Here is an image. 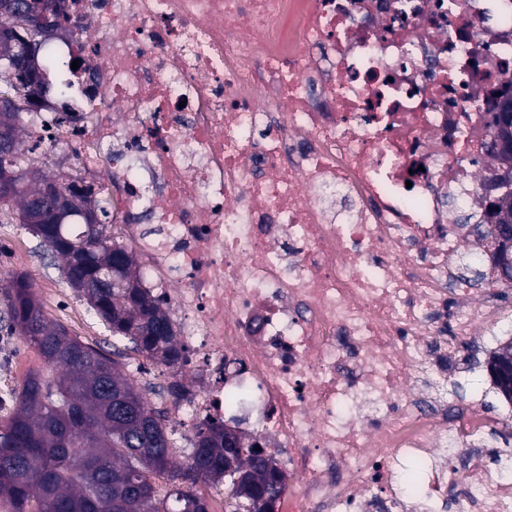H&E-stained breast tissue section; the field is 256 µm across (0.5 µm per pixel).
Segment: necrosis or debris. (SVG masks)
I'll list each match as a JSON object with an SVG mask.
<instances>
[{"label":"necrosis or debris","mask_w":512,"mask_h":512,"mask_svg":"<svg viewBox=\"0 0 512 512\" xmlns=\"http://www.w3.org/2000/svg\"><path fill=\"white\" fill-rule=\"evenodd\" d=\"M67 5L79 120L47 102L22 138L82 148L136 219L185 350L177 429L220 421L272 456L277 512H512L499 423L447 379L507 318L484 232L512 0Z\"/></svg>","instance_id":"obj_1"}]
</instances>
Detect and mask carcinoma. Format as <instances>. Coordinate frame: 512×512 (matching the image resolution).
<instances>
[{
    "label": "carcinoma",
    "instance_id": "cac0c4a2",
    "mask_svg": "<svg viewBox=\"0 0 512 512\" xmlns=\"http://www.w3.org/2000/svg\"><path fill=\"white\" fill-rule=\"evenodd\" d=\"M55 0H0V31L51 10L62 28ZM62 72L64 62L49 48L22 63L41 88L35 100L0 106V127L9 131L0 144V171H22L11 193L0 194V222L21 224L50 248L71 288L87 303L91 317L112 335V350L71 334L50 317L23 272L0 275V335L34 348L52 373L29 372L21 384L0 393L9 413L0 418V512H208L198 485L228 484L227 512H275L287 476L273 459L247 446L221 422L204 421L183 439L192 452L184 465L174 462L170 410L152 404L127 374L129 361L168 369L167 393L186 394L183 349L175 324L161 301L142 286L136 252L119 240L113 225L87 224L76 212L57 223H33L48 183L78 194L85 179L37 167L40 143L24 147L21 131L32 107L51 86L41 65ZM512 216V190L489 205ZM512 367V340L500 345L490 373L499 395L512 402V386L499 379L502 365ZM168 478L162 489L156 479Z\"/></svg>",
    "mask_w": 512,
    "mask_h": 512
}]
</instances>
